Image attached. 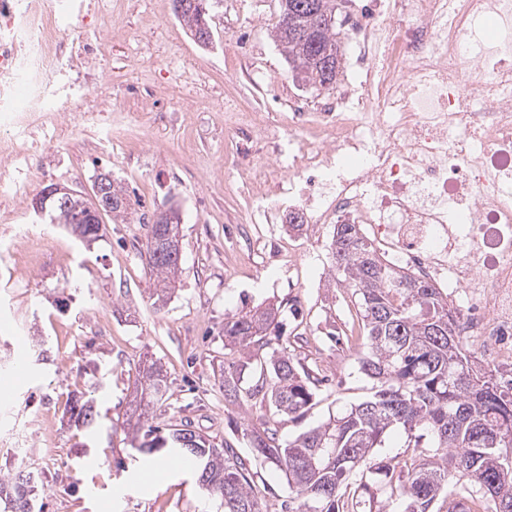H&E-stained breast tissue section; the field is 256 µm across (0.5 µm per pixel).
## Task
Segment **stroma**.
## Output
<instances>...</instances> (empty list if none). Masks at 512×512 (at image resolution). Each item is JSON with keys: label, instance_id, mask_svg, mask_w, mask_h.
Here are the masks:
<instances>
[{"label": "stroma", "instance_id": "35a3bbf8", "mask_svg": "<svg viewBox=\"0 0 512 512\" xmlns=\"http://www.w3.org/2000/svg\"><path fill=\"white\" fill-rule=\"evenodd\" d=\"M103 2L87 35L105 52L72 56L64 72H94L110 111L45 112L19 134L0 131V477H29L42 512H223L190 471L126 481L140 455L124 414L152 360L169 391L150 425L186 424L231 446L258 472L268 512H282L285 477L254 459L244 429L266 425L288 441L373 393L357 362L368 349L359 300L333 283V225L289 227L294 202L254 172L288 148L267 133L287 117L289 93L314 111L324 92L293 76L274 39L281 0H207L208 48L173 0ZM103 171L128 190V223L101 214L105 233L87 246L40 222L32 201L43 188L60 183L89 201ZM264 196L281 211L250 223ZM167 207L180 217L182 273L160 301L144 251ZM269 306V350L318 382L298 419L224 392L225 367H243L249 387L262 363L225 347V321ZM71 399L93 401L99 435L66 413Z\"/></svg>", "mask_w": 512, "mask_h": 512}]
</instances>
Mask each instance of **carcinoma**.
<instances>
[{"label": "carcinoma", "instance_id": "obj_1", "mask_svg": "<svg viewBox=\"0 0 512 512\" xmlns=\"http://www.w3.org/2000/svg\"><path fill=\"white\" fill-rule=\"evenodd\" d=\"M288 30L275 24L276 41L293 71L315 85L336 88L338 70L324 73L321 54L341 57V31L321 29L312 14L336 15V0H311L300 7L285 0ZM192 32L209 24L206 14L191 7L178 16ZM52 224L71 225L70 232L86 234L91 228L72 225L69 212L51 207ZM334 281L353 289L362 308L368 351L358 358L361 372L375 381L369 399L339 413L326 423L282 444L277 432L253 428L247 432L254 457L284 472L288 484V512H344L342 485L360 476L351 505L359 508L372 488L371 476L389 475L387 461L375 449L395 428L407 435L418 463L405 481L389 486L391 498L405 503V512H434L440 495L448 498L449 512H512V373L485 368L458 334L456 307L448 296L408 269L384 260L363 235L360 225L349 233L334 231ZM155 292L168 294L180 273V261L148 260ZM275 319L272 309L255 310L224 323L225 345L244 353L264 350V327ZM271 377H262L247 389L277 413L300 417L315 390L309 376L298 371L288 356L271 355ZM140 393L126 420L134 434L151 437L140 452L174 458L190 457L199 471V483L218 497L224 512H265L253 489L246 462L233 448L216 451L198 434L188 440V429L168 435L148 424L149 410L165 396L168 385L162 367L144 366ZM68 412L88 431L94 430L93 405H69ZM29 485L0 479V502L10 512H32Z\"/></svg>", "mask_w": 512, "mask_h": 512}]
</instances>
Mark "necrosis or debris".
Masks as SVG:
<instances>
[{
  "instance_id": "obj_1",
  "label": "necrosis or debris",
  "mask_w": 512,
  "mask_h": 512,
  "mask_svg": "<svg viewBox=\"0 0 512 512\" xmlns=\"http://www.w3.org/2000/svg\"><path fill=\"white\" fill-rule=\"evenodd\" d=\"M95 0H0V122L55 112L52 86ZM350 81L290 112L288 184L312 224H362L380 251L461 297L459 331L512 367V0H362Z\"/></svg>"
}]
</instances>
